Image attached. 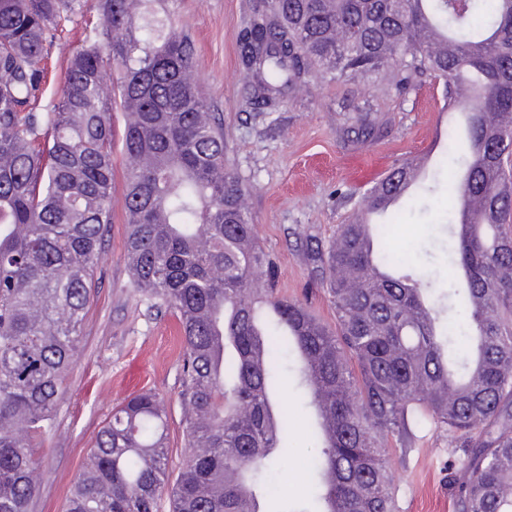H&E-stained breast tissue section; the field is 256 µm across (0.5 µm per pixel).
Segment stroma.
<instances>
[{
	"mask_svg": "<svg viewBox=\"0 0 512 512\" xmlns=\"http://www.w3.org/2000/svg\"><path fill=\"white\" fill-rule=\"evenodd\" d=\"M260 2L167 0L165 8L179 32L193 42L198 89L221 120L226 164L247 189L257 237L276 259L281 295L307 300L318 319L334 324V309L303 255V241L310 236L329 241L374 181L401 158L424 153L436 173L402 201L386 244L408 252L416 273L430 277L436 294H447L452 183L442 161L446 134L433 130L442 85L418 79L400 94L371 79L350 88L311 80L287 95L278 111L250 112L244 99L247 79L238 62V34ZM83 39L82 20L74 18L52 49V76L41 107L56 98L67 62ZM356 105L382 124L378 137L363 145L350 142L346 132ZM112 156V224L54 427L34 451L38 491L30 512H65L68 489L87 462L98 430L113 407L141 388L159 392L168 405L169 479H176L189 454L179 401L178 323L171 312L152 308L147 295L132 286L124 254L127 160L122 144H114ZM285 403L290 427L274 464L282 496L262 502L261 509L317 512L311 479L317 441L310 429L306 390L289 386ZM459 453L442 432L425 433L404 455L385 448L398 488V512H455L451 463Z\"/></svg>",
	"mask_w": 512,
	"mask_h": 512,
	"instance_id": "stroma-1",
	"label": "stroma"
}]
</instances>
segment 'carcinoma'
Segmentation results:
<instances>
[{"instance_id": "obj_1", "label": "carcinoma", "mask_w": 512, "mask_h": 512, "mask_svg": "<svg viewBox=\"0 0 512 512\" xmlns=\"http://www.w3.org/2000/svg\"><path fill=\"white\" fill-rule=\"evenodd\" d=\"M93 0L83 44L43 111L51 48L88 0H0V512H29L33 448L52 430L92 274L112 223V112L128 162L125 255L134 287L175 313L191 453L165 481L168 410L141 390L100 428L66 512H260L261 476L288 432L282 354L300 358L314 409L319 512H397L380 445L446 432L458 512H512V0H265L240 39L247 105L276 112L308 77L375 78L403 93L428 77L464 115L454 155L452 315L430 282L349 222L304 249L336 324L276 288L224 132L194 81V48L157 4ZM119 70L112 85L105 75ZM353 128L366 143L375 126ZM406 163L360 201L387 213ZM479 205L460 222L466 200Z\"/></svg>"}]
</instances>
